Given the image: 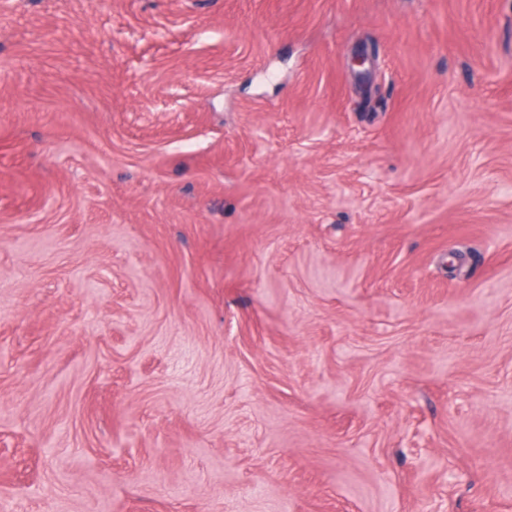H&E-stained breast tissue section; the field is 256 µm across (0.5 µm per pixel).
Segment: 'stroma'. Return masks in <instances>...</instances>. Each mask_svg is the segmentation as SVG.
<instances>
[{
	"label": "stroma",
	"mask_w": 512,
	"mask_h": 512,
	"mask_svg": "<svg viewBox=\"0 0 512 512\" xmlns=\"http://www.w3.org/2000/svg\"><path fill=\"white\" fill-rule=\"evenodd\" d=\"M0 512H512V0H0Z\"/></svg>",
	"instance_id": "1"
}]
</instances>
